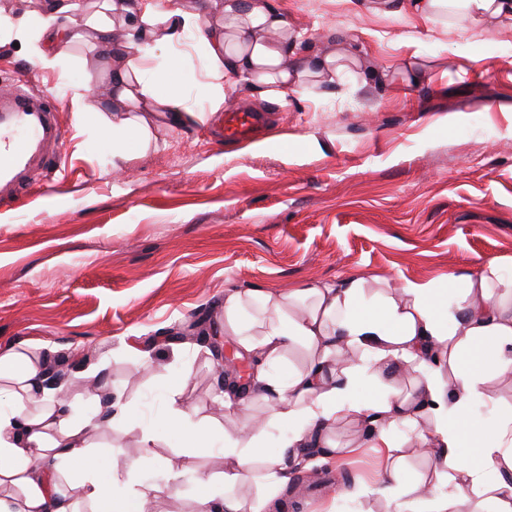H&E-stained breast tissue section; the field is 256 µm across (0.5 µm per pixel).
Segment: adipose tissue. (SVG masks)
<instances>
[{"label": "adipose tissue", "mask_w": 512, "mask_h": 512, "mask_svg": "<svg viewBox=\"0 0 512 512\" xmlns=\"http://www.w3.org/2000/svg\"><path fill=\"white\" fill-rule=\"evenodd\" d=\"M380 8L429 21L465 20L474 28L512 24V0H381ZM118 13L135 18L120 41L110 27L111 15ZM200 27L199 15L165 8L163 0H98L92 13L83 0H47L36 37L24 21L0 12V31L33 42L34 61L42 69L55 67L56 46L90 34L112 86L103 129L112 135L113 157L122 160L130 151L155 146L160 124L188 122L180 84L151 78L147 63L154 48ZM295 40L270 0H225L223 26L206 36L211 112L224 107L223 79L244 81L257 99L282 103L287 94L333 82L352 60L346 50L297 53ZM224 328L239 337L261 369L250 396L232 389L224 395L223 406L235 417L233 429L200 426L195 408L186 404L169 410L170 422L191 445L215 436L221 442L224 469L208 477L196 512H246L236 486L256 476L270 487L285 483L301 449L338 455L327 432L345 418L362 424L373 447L389 449L390 481L376 492L393 503L394 512H413L417 496L429 499L431 512H470L476 494L492 495L498 512H512V415L466 431L459 427L485 396L489 379L512 381V281L500 277L495 262L479 277L465 279L452 302L432 285L411 281L395 294L371 293L362 278L277 296L233 290L224 296ZM293 343L310 352L305 368L285 378L271 373ZM46 366L30 344L0 348V512H147L162 490L133 479L136 461L103 464L88 452L92 431L124 425V407L110 402L74 421L71 404L47 385ZM410 367L419 374L412 392L389 387L372 400L354 399L364 377H393ZM266 391L277 396L271 419L294 424L280 451L269 457L261 452L249 415L251 397ZM398 425L409 429L434 463V481L410 492L391 484L401 445L390 430ZM490 472L496 482L487 481ZM446 477L456 489L451 499L441 491Z\"/></svg>", "instance_id": "obj_1"}]
</instances>
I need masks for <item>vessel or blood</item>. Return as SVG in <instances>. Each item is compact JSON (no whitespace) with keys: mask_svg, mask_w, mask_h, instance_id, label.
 I'll list each match as a JSON object with an SVG mask.
<instances>
[{"mask_svg":"<svg viewBox=\"0 0 512 512\" xmlns=\"http://www.w3.org/2000/svg\"><path fill=\"white\" fill-rule=\"evenodd\" d=\"M30 84L29 75L24 74L0 92V194L10 198L24 189L19 175L30 160L36 157L44 165H53L63 140L55 109ZM255 124L251 114L229 111L224 115L228 136L246 134Z\"/></svg>","mask_w":512,"mask_h":512,"instance_id":"obj_1","label":"vessel or blood"}]
</instances>
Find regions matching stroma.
Masks as SVG:
<instances>
[{
    "instance_id": "obj_1",
    "label": "stroma",
    "mask_w": 512,
    "mask_h": 512,
    "mask_svg": "<svg viewBox=\"0 0 512 512\" xmlns=\"http://www.w3.org/2000/svg\"><path fill=\"white\" fill-rule=\"evenodd\" d=\"M274 4L300 49L346 32L358 67L284 106L225 85L226 107L266 114L268 128L220 142L214 115L162 126L156 149L117 164L99 130L107 83L73 102L101 66L90 45H62L60 64L42 69L27 44L0 38V85L29 74L65 132L58 170L36 168L27 196L0 203V341L41 346L66 375L82 374L68 396L78 413L94 411L104 393L129 407L124 427L92 432L90 453L137 461L138 478L165 489L153 512H194L205 477L224 468L206 449H187L166 409L185 401L203 423L227 425L213 344L241 373L255 370L224 330L225 289L277 295L352 276L374 290L442 288L491 260L512 280V26L377 14L357 0ZM150 67L175 72L187 109L207 112L197 32L157 48ZM361 68L378 80L362 82ZM170 330L189 335L176 356ZM141 349L151 370L133 365ZM487 392L469 425L512 415L511 383ZM331 438L344 451L322 468L351 483L313 497L305 471L291 469L297 504L286 512H388L373 492L386 478L384 449L361 441L352 421ZM173 465L182 469L174 482Z\"/></svg>"
}]
</instances>
